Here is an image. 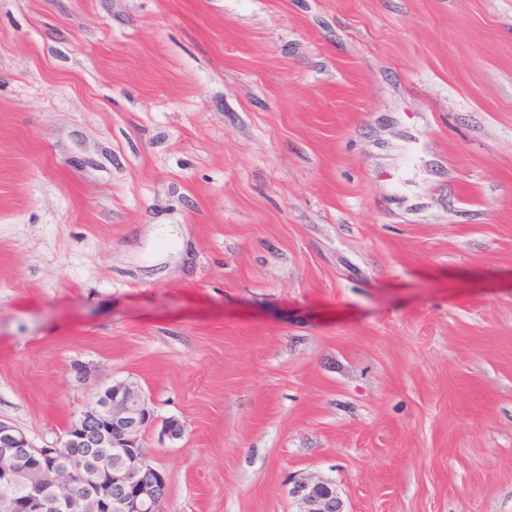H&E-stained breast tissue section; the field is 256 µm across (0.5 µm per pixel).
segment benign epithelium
<instances>
[{
  "label": "benign epithelium",
  "instance_id": "1",
  "mask_svg": "<svg viewBox=\"0 0 512 512\" xmlns=\"http://www.w3.org/2000/svg\"><path fill=\"white\" fill-rule=\"evenodd\" d=\"M152 400L132 382L104 388L93 410L65 430L70 459L57 466L54 484L46 486L24 463L42 456L14 424L0 420V478L18 485L32 512H75L70 489L83 485V512H147L167 492L165 474L144 453L143 436L155 422ZM81 448H116L112 466L103 477ZM288 494L300 512H345L333 482L322 476L300 477Z\"/></svg>",
  "mask_w": 512,
  "mask_h": 512
}]
</instances>
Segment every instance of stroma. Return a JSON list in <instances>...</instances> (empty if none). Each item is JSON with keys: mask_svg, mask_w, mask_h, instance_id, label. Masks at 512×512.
Instances as JSON below:
<instances>
[{"mask_svg": "<svg viewBox=\"0 0 512 512\" xmlns=\"http://www.w3.org/2000/svg\"><path fill=\"white\" fill-rule=\"evenodd\" d=\"M119 381L160 512H512V0H0V419ZM292 484L288 494L301 505L300 512H345L331 480L313 475L300 477Z\"/></svg>", "mask_w": 512, "mask_h": 512, "instance_id": "1", "label": "stroma"}]
</instances>
